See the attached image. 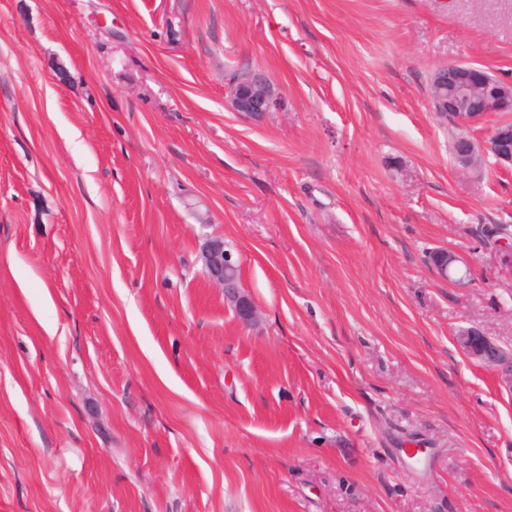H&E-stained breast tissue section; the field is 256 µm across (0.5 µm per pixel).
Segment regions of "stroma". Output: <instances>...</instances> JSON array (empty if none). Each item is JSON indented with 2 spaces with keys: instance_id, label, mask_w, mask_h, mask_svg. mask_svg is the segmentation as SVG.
<instances>
[{
  "instance_id": "stroma-1",
  "label": "stroma",
  "mask_w": 512,
  "mask_h": 512,
  "mask_svg": "<svg viewBox=\"0 0 512 512\" xmlns=\"http://www.w3.org/2000/svg\"><path fill=\"white\" fill-rule=\"evenodd\" d=\"M460 62L512 82V0H0V512H512V398L458 341L512 348L475 235L512 168L454 162L498 121L432 111ZM232 103L237 112L253 119L262 118L270 112L275 102V92L268 79L254 73L232 88ZM202 259L210 281L224 291V300L242 322H250L255 315L254 306L242 293L241 264L234 254L224 248L223 238H211L202 248Z\"/></svg>"
}]
</instances>
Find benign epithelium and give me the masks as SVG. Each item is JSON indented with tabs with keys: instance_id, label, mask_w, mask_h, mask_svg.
Here are the masks:
<instances>
[{
	"instance_id": "benign-epithelium-1",
	"label": "benign epithelium",
	"mask_w": 512,
	"mask_h": 512,
	"mask_svg": "<svg viewBox=\"0 0 512 512\" xmlns=\"http://www.w3.org/2000/svg\"><path fill=\"white\" fill-rule=\"evenodd\" d=\"M430 92L433 110L463 128L493 114L512 112V83H505L489 70L469 63L436 69ZM231 96L236 111L256 120L269 112L275 102L273 87L261 73H254L234 86ZM487 156L493 157L500 166L512 167V120L497 123L482 143L465 135L456 139L454 157L460 169L475 168ZM202 259L210 281L224 291L225 302L241 321H251L255 310L241 291L240 260L224 248V239L207 240L202 248ZM432 266L439 277L446 279L448 273L460 269V260L448 251L437 250L433 253ZM459 342L469 356L494 369L501 390L512 398V348L500 345L478 327L463 330Z\"/></svg>"
}]
</instances>
